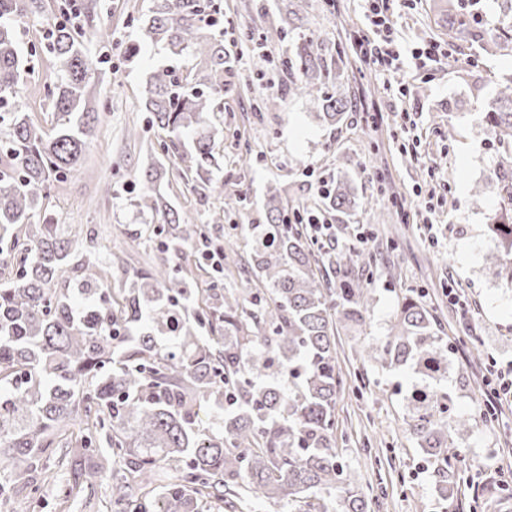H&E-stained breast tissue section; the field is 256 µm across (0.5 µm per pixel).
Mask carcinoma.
Segmentation results:
<instances>
[{
	"mask_svg": "<svg viewBox=\"0 0 512 512\" xmlns=\"http://www.w3.org/2000/svg\"><path fill=\"white\" fill-rule=\"evenodd\" d=\"M511 13L477 20L462 0H448V40L485 54L512 57ZM36 0H0V502L29 512L37 489L18 475L36 471L55 444L66 449L59 470L69 475L65 500L93 508L99 479L110 512H256L252 498L288 512H374L379 502L356 489L336 448V401L345 388L336 353L337 325L362 324L373 293L359 279L331 286L329 270L364 260L348 247L323 259L303 230L286 224L290 200L275 182L266 187L271 230L247 267L246 288L224 290L222 307L194 299L192 269L174 263L206 238L160 192L166 170L155 162L141 173L146 192L133 199L162 218L150 263L114 289L87 234L82 248L61 224H38L54 183L84 159L103 106L91 92L97 69L82 42L58 18L45 21L46 47L61 80L47 87L50 127L32 121L18 100L24 56L15 19L34 13ZM308 0H282V22L294 50L282 61L280 90L259 96L255 112H270L286 95L320 108L340 125L355 105L339 93L344 70L336 48L305 26ZM140 46L164 45L206 61L203 71L167 66L146 80L142 106L151 126L168 134L162 148L184 149L203 185L224 188L216 156L217 130L208 114L220 108L231 59L224 51L222 0H153L138 27ZM493 138L512 146V73L479 112ZM499 184L488 231L497 254L488 270L512 288V149L499 154ZM327 209L355 206L351 180L340 170L324 194ZM26 228L25 235L18 229ZM76 279L72 289L63 279ZM91 299L75 302L73 294ZM362 362L382 359L399 371L448 367L437 320L415 300L404 302L378 345L363 341ZM409 425L423 456L435 464L440 495L458 493L461 442L472 417L432 384L406 396Z\"/></svg>",
	"mask_w": 512,
	"mask_h": 512,
	"instance_id": "carcinoma-1",
	"label": "carcinoma"
}]
</instances>
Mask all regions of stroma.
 <instances>
[{"mask_svg": "<svg viewBox=\"0 0 512 512\" xmlns=\"http://www.w3.org/2000/svg\"><path fill=\"white\" fill-rule=\"evenodd\" d=\"M78 29L91 58L110 53L102 79L94 88L107 109L89 141L80 167L57 183L45 213L51 224L65 225L72 238L85 240L94 232L102 252L122 251L133 267L148 260L134 228L159 223L160 217L130 203L128 189L162 140L160 132L132 140L127 130L146 123L141 97L146 77L165 65L192 64L191 56L172 57L162 46L141 49L127 62L124 47L135 40V28L152 0H78ZM39 12L18 21L28 73L21 83L23 109L41 125L52 120L47 85L58 79V65L45 47L43 21L58 16L62 0H37ZM278 0H224V47L237 52L249 30L275 24ZM304 22L345 56L343 91L357 102L360 114L339 128L328 127L312 105L284 98L277 110H245L243 91L264 93L278 85L281 61L293 48L288 37L265 43L270 64L252 69L239 59L226 82L225 111L213 123L223 131L217 149L225 175L240 178L245 195L235 200L201 189L186 176V161L172 157L171 173L162 193L180 212L209 224L213 212L224 219L209 238L225 254L244 265L255 245L249 225L265 223V191L277 180L308 200L317 215L336 226L337 245L345 246L362 230L373 236L365 251L373 264L336 273L333 285L361 279L375 301L359 326H339L336 349L348 388L336 402V446L355 485L379 496V512H512V497L492 502L476 497L475 487L496 483L512 471V410L483 419L491 366L512 364V290L488 275L486 258L494 248L486 232L487 215L498 202L490 173L501 150L478 119L492 101L507 64L496 56L449 49L446 65L403 74L406 95H389L366 66L352 43L365 33L360 0H309ZM434 0H413L396 10L394 24L406 48L424 41L446 43ZM406 109L417 121V141L403 146L394 133L395 114ZM253 153L247 169L237 156L244 145ZM353 179L357 207L351 215L326 213L320 186L337 167ZM456 284L461 304L449 303L446 288ZM420 302L441 323L445 341L453 346L441 384L449 389L458 410L477 415L459 464L456 498L439 495L425 460L406 422L405 394L417 376L398 373L382 361L360 362L354 349L366 338L384 339L405 299Z\"/></svg>", "mask_w": 512, "mask_h": 512, "instance_id": "obj_1", "label": "stroma"}]
</instances>
